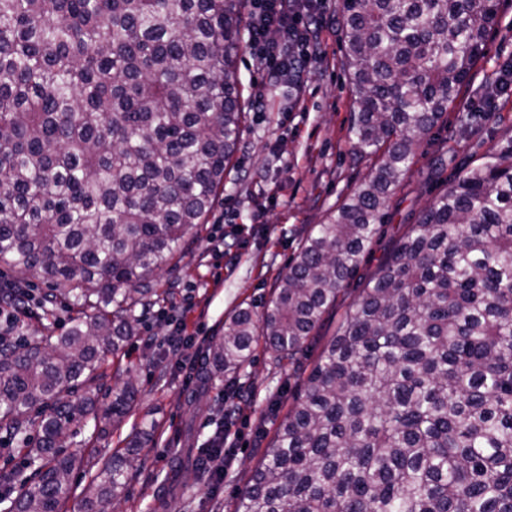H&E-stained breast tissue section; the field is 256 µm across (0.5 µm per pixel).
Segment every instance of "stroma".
<instances>
[{"label": "stroma", "instance_id": "stroma-1", "mask_svg": "<svg viewBox=\"0 0 512 512\" xmlns=\"http://www.w3.org/2000/svg\"><path fill=\"white\" fill-rule=\"evenodd\" d=\"M341 0H325L329 27L317 45V60L305 75L301 103L290 108L284 89L266 85L250 49L238 61L246 97L263 96L262 111H251L238 153V167L224 180V191L202 225L200 236L171 268L157 272L159 287L169 289L164 308L200 326L203 338L220 335L225 321L238 309L262 314L286 265L303 239L349 198L366 180L374 158H352V121L356 106L343 66L337 24ZM512 59V0H499L497 19L485 53L461 92L460 107L418 148L415 162L386 207L389 219L380 225L370 252L343 285L336 302L307 340L299 361H277L270 347L258 345L254 360L237 380L241 394L217 380L203 399L184 389L182 374L160 345L168 326L154 310L142 317L141 331L156 336L147 346L132 339L120 359L105 357L99 402L112 398V387L126 376L137 379L141 401L134 420L155 424L154 442L132 449L127 460L129 481L115 512H233L248 484L260 450L287 416L310 371L348 306L362 293L370 277L415 223L418 213L438 195L463 166L512 139V90L496 97L482 113L480 131L457 134L463 111L478 104L487 79ZM236 410L226 433L235 437V461L224 474L223 494L211 495L205 477L186 462L184 490L176 492L163 477L180 448H198L213 434L221 408ZM92 427H84L71 452L81 460L73 474L82 490L92 466L106 463L121 447L126 430L115 431L112 445L98 447Z\"/></svg>", "mask_w": 512, "mask_h": 512}]
</instances>
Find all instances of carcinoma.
<instances>
[{
	"label": "carcinoma",
	"mask_w": 512,
	"mask_h": 512,
	"mask_svg": "<svg viewBox=\"0 0 512 512\" xmlns=\"http://www.w3.org/2000/svg\"><path fill=\"white\" fill-rule=\"evenodd\" d=\"M249 0H0V277L73 312L19 346L0 333V439L27 448L6 512H112L122 453L80 496L72 427L129 423L131 376L97 405L170 267L206 223L248 113L237 59ZM354 154L378 164L288 263L261 316L208 341L235 377L262 338L305 344L363 262L416 149L484 54L496 0H342ZM107 420L112 429L101 425ZM131 424V423H129ZM155 424L132 423L126 447ZM236 512H512V140L455 177L379 266L303 380Z\"/></svg>",
	"instance_id": "carcinoma-1"
}]
</instances>
